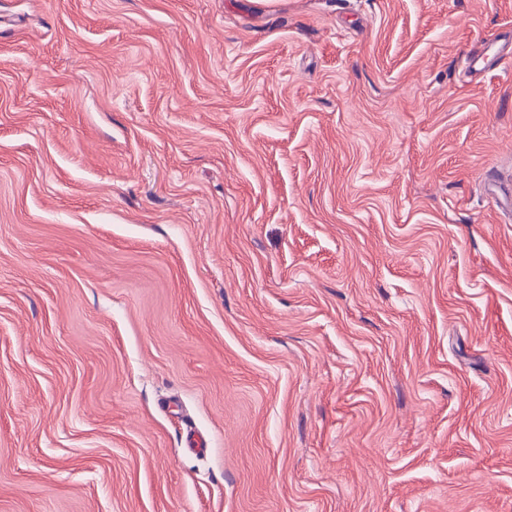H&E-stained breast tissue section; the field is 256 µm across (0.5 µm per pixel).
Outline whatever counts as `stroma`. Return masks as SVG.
I'll return each mask as SVG.
<instances>
[{"label": "stroma", "mask_w": 512, "mask_h": 512, "mask_svg": "<svg viewBox=\"0 0 512 512\" xmlns=\"http://www.w3.org/2000/svg\"><path fill=\"white\" fill-rule=\"evenodd\" d=\"M512 0H0V512H512Z\"/></svg>", "instance_id": "obj_1"}]
</instances>
